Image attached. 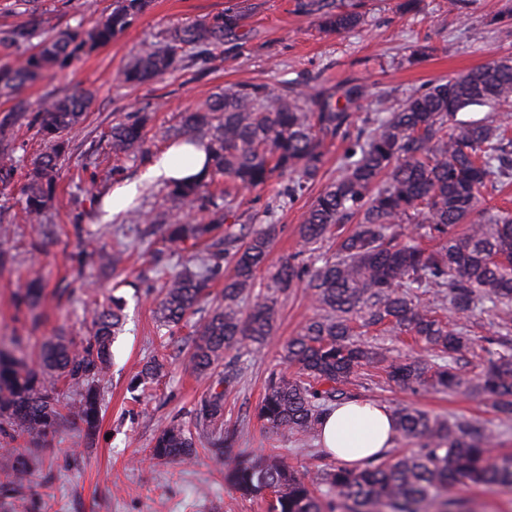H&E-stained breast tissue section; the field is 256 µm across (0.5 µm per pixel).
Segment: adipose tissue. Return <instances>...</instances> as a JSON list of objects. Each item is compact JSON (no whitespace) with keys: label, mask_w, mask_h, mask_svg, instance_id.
<instances>
[{"label":"adipose tissue","mask_w":512,"mask_h":512,"mask_svg":"<svg viewBox=\"0 0 512 512\" xmlns=\"http://www.w3.org/2000/svg\"><path fill=\"white\" fill-rule=\"evenodd\" d=\"M207 152L204 145L170 146L151 158L131 181L103 196L96 212L100 224L111 223L139 191L202 172ZM397 437L395 418L387 406L374 401L350 400L332 407L322 420V445L338 460L360 468L393 447Z\"/></svg>","instance_id":"ef3b65f1"}]
</instances>
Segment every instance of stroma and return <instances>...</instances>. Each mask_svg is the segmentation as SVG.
I'll use <instances>...</instances> for the list:
<instances>
[{
    "mask_svg": "<svg viewBox=\"0 0 512 512\" xmlns=\"http://www.w3.org/2000/svg\"><path fill=\"white\" fill-rule=\"evenodd\" d=\"M111 0H41L55 27L71 19L92 24ZM361 13L364 23L342 34L319 28L315 15L297 10V0H151L148 9L111 44L85 56L65 75L23 89L37 107L47 89L75 85L93 92L83 123L69 134L72 151L63 167L56 196L43 220L21 213L19 185L0 189V340H21L28 352L56 335L82 336L91 326L93 308L105 305L111 292L126 300L125 323L112 352L114 361L102 390V410L94 434L67 422L47 447L29 450V473L17 490H0V512H266L261 501L241 498L224 482V471L197 434L191 463H170L150 455L159 430L171 421L190 423L211 385L189 370L188 340L192 324L166 335L155 315L160 294L157 270L180 269L158 236L143 226L129 233L130 252L119 271L123 286L99 277L96 266L78 267L74 222L111 244L109 226L96 225L90 197L112 189L113 154L102 140L113 122L132 112L155 115L152 136L177 124L181 112L211 94L244 83L277 88L297 86L335 91L354 81L402 100L410 90L453 76L490 60L512 57V0H422L419 13L403 12L401 0H337ZM227 10L238 11L241 25L225 44L226 61L217 71L194 75L177 71L152 83H122L120 69L145 44L178 26ZM346 148L329 146L320 178L291 206L277 210L279 233L259 275L269 282L280 262L301 249L298 227L315 197L338 173ZM44 285L37 312L17 305L16 295L30 281ZM316 313L300 288L275 295L274 336L250 353L230 352L238 377L224 400V425L237 429L238 448L248 454L282 453L303 472L327 464L320 441L263 427L254 410L272 369L281 368L282 345ZM167 343V361L152 387L140 398L130 390L132 376ZM350 391L356 397L396 408L411 405L442 416L465 417L487 426L502 419L491 401L477 394H417L392 389L378 378L362 377Z\"/></svg>",
    "mask_w": 512,
    "mask_h": 512,
    "instance_id": "stroma-1",
    "label": "stroma"
}]
</instances>
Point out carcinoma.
Instances as JSON below:
<instances>
[{
	"mask_svg": "<svg viewBox=\"0 0 512 512\" xmlns=\"http://www.w3.org/2000/svg\"><path fill=\"white\" fill-rule=\"evenodd\" d=\"M148 3L112 0L111 10L94 24L80 21L53 34L44 27L38 0H13L20 21L0 29V48L22 56L16 65L0 66V97L12 101L0 118V186L23 176L27 217L37 218L53 201L68 158V135L83 122L92 94L78 85L61 95L48 91L33 110L20 90L112 43ZM298 8L318 13L327 32L345 33L363 23L359 13L319 0H301ZM238 25L232 11L169 29L123 66L122 79L153 82L184 61L208 70L224 59V35ZM342 92L343 107L325 90L284 94L266 84H242L209 96L167 131L170 140L205 143L209 169L200 180L159 189L174 210L192 206L204 215L198 224L175 219L164 225V241L183 254L212 238L219 253L192 256L193 265L165 282L157 303L160 324L179 327L222 278V303L192 332V370L209 377L229 352H248L268 341L274 301L254 288L278 225L256 230L240 223L239 209L254 191L292 203L320 176L325 140L348 139L340 174L317 196L299 228L303 248L311 252L336 232V254L320 258L319 265L288 257L273 276V287L282 291L306 289L318 313L285 343L284 362L296 372L271 373L256 419L275 431L318 439L323 415L351 399L345 385L362 367L375 364L399 389L477 391L511 420L512 348L501 351L493 348L495 340L487 341L473 381L460 364L472 348L467 322L476 312L488 311L500 328H512V211L483 208L490 190L512 183V115L497 112L512 104V57L421 85L398 106L358 121L350 109L369 90L351 83ZM471 106H487L494 115L459 119ZM21 125L35 129L44 144L30 160L18 154L23 144L14 128ZM107 138L118 157L148 161L158 154L148 144L142 117L114 123ZM278 172L289 173L288 184L275 180ZM354 216V229L344 232L341 225ZM88 263L114 271L120 251H88L78 266ZM425 294L431 303H421ZM123 319L115 299L94 310L90 336L44 341L35 368L25 364L19 341L12 352L0 349V421L32 444L54 433L72 412L84 430H94L100 385ZM377 325L417 337L430 357L393 359L383 345L358 337L357 327ZM161 369L158 359H150L132 377V387H147ZM233 378L234 369L225 370L200 401L195 427L206 431L212 458L232 460L224 466V482L244 498L264 501L267 512H475L454 489L473 485L512 492V455L499 453L500 432L412 407L399 408L394 416L397 439L415 447L362 468L327 465L310 476L279 455H247L234 447L237 436L221 426L224 391L218 386ZM195 452L191 432L180 422L164 426L151 448L153 458L165 461L185 462Z\"/></svg>",
	"mask_w": 512,
	"mask_h": 512,
	"instance_id": "obj_1",
	"label": "carcinoma"
}]
</instances>
